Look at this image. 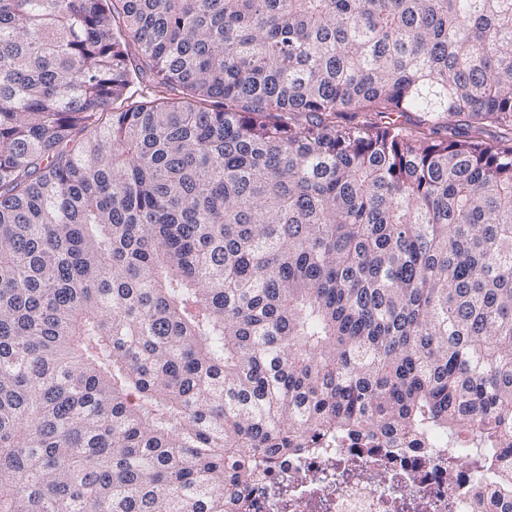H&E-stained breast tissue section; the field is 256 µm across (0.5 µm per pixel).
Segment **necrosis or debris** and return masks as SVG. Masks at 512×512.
Listing matches in <instances>:
<instances>
[{"label": "necrosis or debris", "mask_w": 512, "mask_h": 512, "mask_svg": "<svg viewBox=\"0 0 512 512\" xmlns=\"http://www.w3.org/2000/svg\"><path fill=\"white\" fill-rule=\"evenodd\" d=\"M260 474L236 512H485L498 494L472 457L449 458L440 433L319 436Z\"/></svg>", "instance_id": "obj_1"}]
</instances>
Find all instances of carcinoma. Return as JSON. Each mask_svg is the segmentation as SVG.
Masks as SVG:
<instances>
[{
  "label": "carcinoma",
  "instance_id": "carcinoma-1",
  "mask_svg": "<svg viewBox=\"0 0 512 512\" xmlns=\"http://www.w3.org/2000/svg\"><path fill=\"white\" fill-rule=\"evenodd\" d=\"M512 0H0V512H226L336 431L512 512Z\"/></svg>",
  "mask_w": 512,
  "mask_h": 512
}]
</instances>
